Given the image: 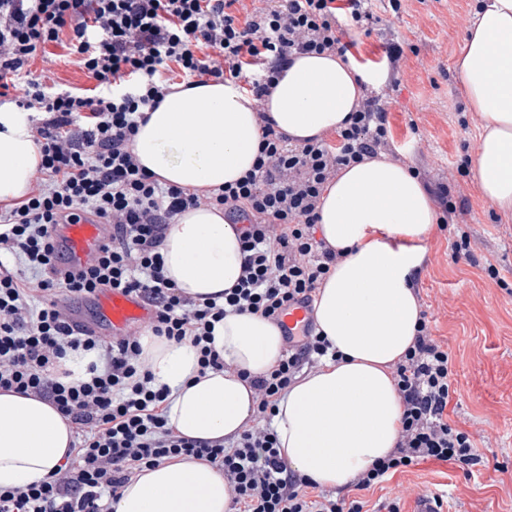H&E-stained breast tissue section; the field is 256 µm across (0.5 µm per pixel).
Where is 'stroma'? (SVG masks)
<instances>
[{"label": "stroma", "mask_w": 512, "mask_h": 512, "mask_svg": "<svg viewBox=\"0 0 512 512\" xmlns=\"http://www.w3.org/2000/svg\"><path fill=\"white\" fill-rule=\"evenodd\" d=\"M474 0H402L392 11L375 0L378 22L371 32L350 31L353 52L378 61L387 78L390 138L385 152L410 165L429 189L450 184L460 203L446 229L433 230L417 290L430 319L433 338L446 345L454 363L456 405L450 419L469 431L488 459L476 475L447 463L427 461L396 473L383 487L355 493L375 504L399 500L412 512L419 495L442 496L446 512H512V219H504L484 200L474 171L449 180L452 167L474 156L478 123L455 78L454 65L467 35ZM387 42L401 44L396 62L382 58ZM61 46L49 45L31 67L51 72L58 83L94 87L89 75L64 59ZM470 236L472 260L455 259L457 230ZM494 264L499 279L485 271Z\"/></svg>", "instance_id": "1"}]
</instances>
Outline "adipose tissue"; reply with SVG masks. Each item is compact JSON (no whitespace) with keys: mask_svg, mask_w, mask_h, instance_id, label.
Returning <instances> with one entry per match:
<instances>
[{"mask_svg":"<svg viewBox=\"0 0 512 512\" xmlns=\"http://www.w3.org/2000/svg\"><path fill=\"white\" fill-rule=\"evenodd\" d=\"M512 0H477L456 62L469 107L480 120L473 160L484 198L512 216ZM381 73L341 56H295L264 108L294 139L342 128ZM260 140L253 98L209 82L178 88L133 138L138 163L160 181L189 189L236 181L256 162ZM41 155L24 112H0V203L22 200ZM318 227L340 259L316 291L314 319L333 356L297 377L271 420L288 468L322 488L347 489L395 448L403 413L393 370L417 334L415 281L438 221L432 197L407 164L385 154L339 170L327 184ZM166 277L192 300L223 295L244 264L240 235L207 206L178 215L160 247ZM142 357L155 387L168 390L163 413L178 435L236 439L255 420L251 378L282 359L281 330L261 316L230 311L215 329L222 370L201 369L191 340L145 333ZM70 421L34 395L0 391V488L45 481L70 460ZM111 512H236L224 473L188 456L137 470Z\"/></svg>","mask_w":512,"mask_h":512,"instance_id":"1","label":"adipose tissue"}]
</instances>
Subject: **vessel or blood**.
I'll return each instance as SVG.
<instances>
[{"instance_id": "1", "label": "vessel or blood", "mask_w": 512, "mask_h": 512, "mask_svg": "<svg viewBox=\"0 0 512 512\" xmlns=\"http://www.w3.org/2000/svg\"><path fill=\"white\" fill-rule=\"evenodd\" d=\"M111 240V225L103 218L90 214L82 215L79 221L63 225L57 231L62 263L70 269L92 265L103 245ZM98 303L102 318L116 336L126 333L131 326L150 323L154 315L152 305L145 298L119 290L101 292ZM311 317L306 305L296 304L289 308L282 320L289 336L296 337L303 333Z\"/></svg>"}]
</instances>
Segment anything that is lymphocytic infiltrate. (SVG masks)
Wrapping results in <instances>:
<instances>
[{
    "mask_svg": "<svg viewBox=\"0 0 512 512\" xmlns=\"http://www.w3.org/2000/svg\"><path fill=\"white\" fill-rule=\"evenodd\" d=\"M372 0H279L248 8L245 0H0V98L31 113L41 162L36 185L12 208H0V253L21 259L23 277L0 261V389L51 401L80 434L74 456L49 480L0 488V512H107L133 471L193 456L219 467L238 512H363L364 503L320 490L288 469L268 422L303 365L329 345L316 325L289 342L283 359L251 381L256 425L230 445L182 437L160 407L137 334L105 340L76 328L60 295L88 299L102 289L147 298L154 335L191 339L202 368L224 361L211 336L226 310L280 322L288 307L313 305L316 289L340 254L315 236L325 185L341 167L377 155L389 137L383 94H371L336 133L291 143L259 113V155L235 182L204 192L158 183L132 151L148 112L171 93L163 73L177 66L184 87L233 83L264 101L296 54L350 53L348 26L365 28ZM66 48L95 81L69 89L31 65L48 45ZM207 205L238 225L245 252L237 284L223 302L197 303L164 275L159 253L166 224ZM103 217L112 241L96 264L73 273L59 265L54 225L79 213ZM100 350L104 371L76 384L55 378L68 351ZM453 363L421 319L413 345L394 370L403 404L394 450L354 482L366 490L405 464L484 465L472 435L448 420Z\"/></svg>",
    "mask_w": 512,
    "mask_h": 512,
    "instance_id": "lymphocytic-infiltrate-1",
    "label": "lymphocytic infiltrate"
}]
</instances>
